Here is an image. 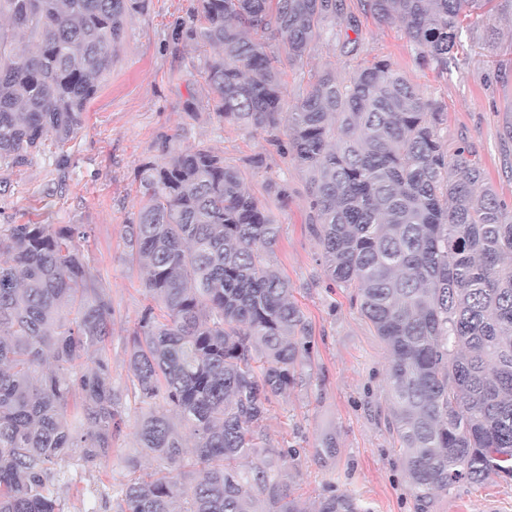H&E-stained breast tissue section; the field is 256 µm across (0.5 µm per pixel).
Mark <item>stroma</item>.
<instances>
[{"label":"stroma","mask_w":512,"mask_h":512,"mask_svg":"<svg viewBox=\"0 0 512 512\" xmlns=\"http://www.w3.org/2000/svg\"><path fill=\"white\" fill-rule=\"evenodd\" d=\"M195 0H148L127 25L112 73L103 78L82 129L65 147L45 151L0 183V224H85V248L103 267L112 294V378L127 374L128 333L145 303L138 268L124 260V224L136 206L138 168L158 155V143L176 137L182 147L206 146L240 170L246 189L265 199V186L286 181L288 198L275 211L281 226L273 259L287 277L293 297L312 330L315 371L309 387L291 388L272 406L267 432L273 447L300 446L288 461V485L308 512L323 489L352 495L372 512H482L497 503L512 512V480L460 483L437 494L420 510L407 490L404 459L390 431L387 369L389 353L371 323L333 288L321 262V247L307 228V172L280 155L261 132L219 121L207 104L202 67L205 49L174 41L177 20ZM355 13L360 46L350 51L345 35L318 45L303 67L288 69V94L303 78L331 68L342 77L375 60H390L423 95L444 112L441 134L448 151L466 148L482 165L487 184L512 209V0H490L486 16L473 20L463 52L450 73L424 63L398 26L381 25L359 13V0H344ZM334 433L336 451L316 450Z\"/></svg>","instance_id":"stroma-1"}]
</instances>
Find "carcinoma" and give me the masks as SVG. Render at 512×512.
I'll return each mask as SVG.
<instances>
[{"instance_id": "carcinoma-1", "label": "carcinoma", "mask_w": 512, "mask_h": 512, "mask_svg": "<svg viewBox=\"0 0 512 512\" xmlns=\"http://www.w3.org/2000/svg\"><path fill=\"white\" fill-rule=\"evenodd\" d=\"M147 0H0V172L82 127L128 20ZM488 0H360L442 71ZM341 0H196L175 39L208 46L204 82L225 123L267 134L310 175V233L331 285L389 351L391 425L425 507L461 482L512 479V211L480 162L448 153L443 113L387 59L311 76L293 104L282 63L336 31ZM139 167L126 260L151 303L112 379V298L83 224L0 225V512H65L71 472L112 455L133 399L147 477L105 474L117 512H307L272 448L273 399L312 382V334L271 259L281 225L240 171L175 139ZM193 439L187 448V438ZM192 455L200 476L180 471ZM318 512H372L336 486Z\"/></svg>"}]
</instances>
